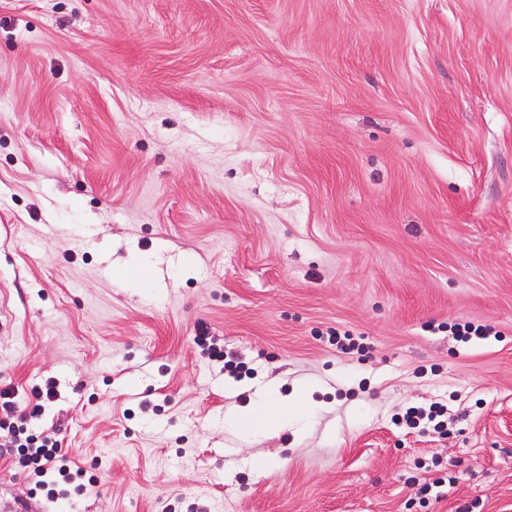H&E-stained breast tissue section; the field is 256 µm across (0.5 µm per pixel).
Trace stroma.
<instances>
[{"label": "stroma", "mask_w": 512, "mask_h": 512, "mask_svg": "<svg viewBox=\"0 0 512 512\" xmlns=\"http://www.w3.org/2000/svg\"><path fill=\"white\" fill-rule=\"evenodd\" d=\"M48 380L99 486L0 451V512H512V0H0V384ZM299 403V398L288 401L272 394L265 395L257 400L248 412L234 416V421L244 424L247 421L266 420L273 417L279 425H285L288 424V415L297 408ZM447 407L441 402H434L429 406V409H422L411 407L408 408L402 419L397 417L395 419V424L399 425L405 422L406 426L411 429L420 428L422 433H426L431 429V424L435 422L437 417H441L443 413H445ZM435 432L440 433L441 435H447L448 430L444 428V424L442 421H438L433 424L432 428Z\"/></svg>", "instance_id": "35a3bbf8"}]
</instances>
